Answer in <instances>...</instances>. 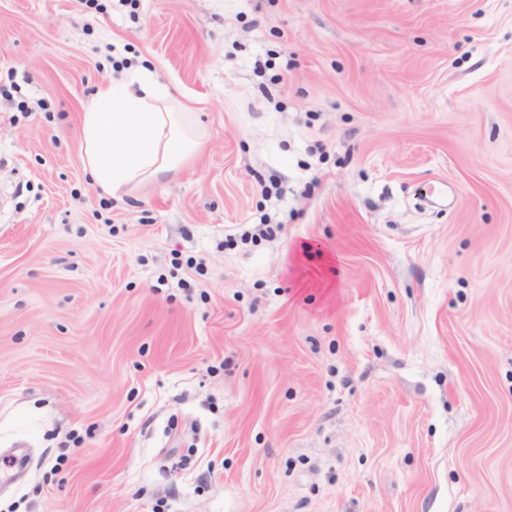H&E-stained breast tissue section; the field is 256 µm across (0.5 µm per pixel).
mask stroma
<instances>
[{"mask_svg": "<svg viewBox=\"0 0 512 512\" xmlns=\"http://www.w3.org/2000/svg\"><path fill=\"white\" fill-rule=\"evenodd\" d=\"M0 512H512V0H0ZM190 112L140 69L102 90L84 112L83 162L112 196L177 171L197 148Z\"/></svg>", "mask_w": 512, "mask_h": 512, "instance_id": "stroma-1", "label": "stroma"}]
</instances>
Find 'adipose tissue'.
<instances>
[{
  "mask_svg": "<svg viewBox=\"0 0 512 512\" xmlns=\"http://www.w3.org/2000/svg\"><path fill=\"white\" fill-rule=\"evenodd\" d=\"M82 133L86 168L115 192L176 172L197 148L189 113L146 69L102 90L84 114Z\"/></svg>",
  "mask_w": 512,
  "mask_h": 512,
  "instance_id": "adipose-tissue-1",
  "label": "adipose tissue"
}]
</instances>
